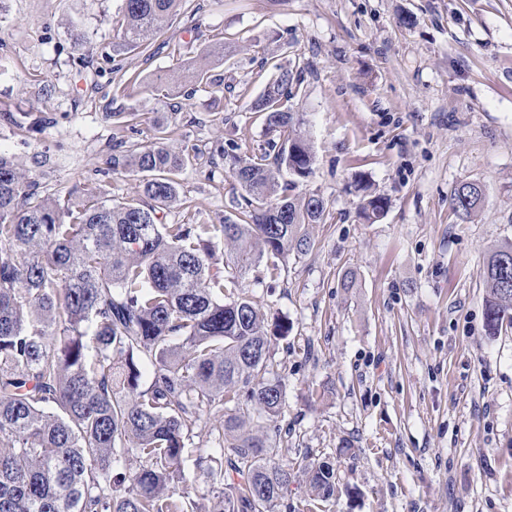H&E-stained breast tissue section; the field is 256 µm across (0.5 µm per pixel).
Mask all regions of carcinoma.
Here are the masks:
<instances>
[{
  "instance_id": "cac0c4a2",
  "label": "carcinoma",
  "mask_w": 512,
  "mask_h": 512,
  "mask_svg": "<svg viewBox=\"0 0 512 512\" xmlns=\"http://www.w3.org/2000/svg\"><path fill=\"white\" fill-rule=\"evenodd\" d=\"M120 46L149 48L182 0H123ZM301 65H284L250 109L265 114L276 169L267 153L221 150L238 184L236 219L167 224L195 149L161 142L139 150L112 145L110 169L137 177L135 195L108 204L87 180L65 202L0 153V512H279L294 471L267 461L265 422L281 414L285 385L268 363V323L240 279L277 276L289 258L313 248L308 231L326 201L295 193L315 156L291 101ZM484 199L455 186L450 206L472 219ZM387 198L367 193L364 217L386 213ZM232 252L233 267L214 262ZM486 327L512 321V242L485 265ZM153 368L142 389L140 361ZM224 415L216 446L197 449L210 497L203 504L175 484L194 431ZM230 455L224 456V449ZM140 468L127 470V457ZM311 499L336 496V471L301 457Z\"/></svg>"
}]
</instances>
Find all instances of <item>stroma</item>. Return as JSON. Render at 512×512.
<instances>
[{
	"mask_svg": "<svg viewBox=\"0 0 512 512\" xmlns=\"http://www.w3.org/2000/svg\"><path fill=\"white\" fill-rule=\"evenodd\" d=\"M122 5L0 6V152L64 197L115 140L194 146L191 208L167 220L217 224L237 194L218 146H266L249 105L305 62L292 109L315 165L298 190L326 217L276 281L244 277L292 325L271 341L285 398L269 459H329L324 512H512V324L489 334L484 288L488 249L512 242V0H183L144 52L116 47ZM463 180L485 188L470 220L449 206ZM365 186L388 200L373 224Z\"/></svg>",
	"mask_w": 512,
	"mask_h": 512,
	"instance_id": "stroma-1",
	"label": "stroma"
}]
</instances>
